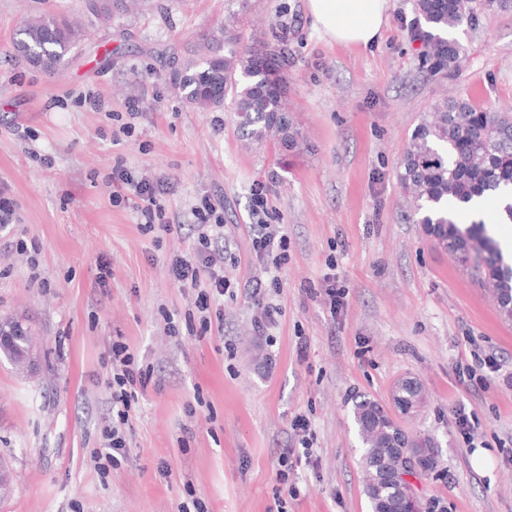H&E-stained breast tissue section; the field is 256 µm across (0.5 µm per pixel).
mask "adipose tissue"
<instances>
[{
  "instance_id": "adipose-tissue-1",
  "label": "adipose tissue",
  "mask_w": 512,
  "mask_h": 512,
  "mask_svg": "<svg viewBox=\"0 0 512 512\" xmlns=\"http://www.w3.org/2000/svg\"><path fill=\"white\" fill-rule=\"evenodd\" d=\"M316 27L332 42L369 46L388 22L389 0H306Z\"/></svg>"
}]
</instances>
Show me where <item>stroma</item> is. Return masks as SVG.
Segmentation results:
<instances>
[{
	"instance_id": "stroma-1",
	"label": "stroma",
	"mask_w": 512,
	"mask_h": 512,
	"mask_svg": "<svg viewBox=\"0 0 512 512\" xmlns=\"http://www.w3.org/2000/svg\"><path fill=\"white\" fill-rule=\"evenodd\" d=\"M154 3L87 24L75 57L46 71L16 56L15 33L42 13L80 17L81 0H0V192L15 211L0 228V320L26 317L36 344L32 372L0 359V463L13 474L0 512H178L196 501L205 512H370L353 402L389 403L407 376L425 402L401 424L437 450L422 497L444 512H512V459L501 449L512 440V388L502 374L479 388L461 381L488 355L512 373V320L415 223L397 178L413 130L444 98L512 112V10H477L455 30L465 56L448 80L419 67L404 25L413 0H389L383 36L368 48L331 42L306 0ZM230 17L244 44L283 36L297 147H245L231 107L198 111L175 87L189 44ZM81 91L104 97L106 110L81 104ZM133 104L135 131L119 135ZM118 159L170 181L166 212L181 232L142 233L132 203L113 202L105 178ZM262 188L267 222L288 233L278 270L248 253ZM203 194L224 199V274L235 289L216 302L223 331L172 337L164 316L183 321L189 296L167 258L192 247L185 223ZM20 239L37 247L47 287L31 284ZM256 279L281 309L262 334L245 290ZM331 284L349 290L334 314L321 295ZM115 340L153 366L154 383L131 413L125 457L103 477L91 456ZM459 406L473 443L452 422ZM299 414L315 441L291 498L276 470L302 451L290 429Z\"/></svg>"
}]
</instances>
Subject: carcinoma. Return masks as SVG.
Wrapping results in <instances>:
<instances>
[{
	"label": "carcinoma",
	"instance_id": "cac0c4a2",
	"mask_svg": "<svg viewBox=\"0 0 512 512\" xmlns=\"http://www.w3.org/2000/svg\"><path fill=\"white\" fill-rule=\"evenodd\" d=\"M124 0H94L88 13L103 23L123 9ZM414 17L407 23L411 41H419L422 68L431 76L450 78L460 70L462 45L450 32L472 23L473 0H414ZM82 38L81 30L66 17L44 14L27 21L17 33L15 46L27 62L54 70L65 63ZM286 48L275 42L242 46L232 24L219 33L204 32L192 58L177 72L179 91L198 110L224 106L237 114V128L251 143L274 140L292 148L298 143L285 98ZM398 181L411 197L416 223L476 282L494 290L498 309L512 318V265L487 234L484 223L461 228L454 220L458 208L475 197L498 196L512 188V114L479 106L465 98L437 104L430 117L415 128L399 162ZM20 327L19 340L0 350L8 361L22 367L32 358L30 327L24 320L7 319L0 329ZM392 401L399 409L416 408L424 401L419 385L393 387ZM362 445L364 494L371 512H411L410 501L387 481L376 463L393 452L391 445L405 435L387 407L368 396L353 403Z\"/></svg>",
	"mask_w": 512,
	"mask_h": 512
}]
</instances>
